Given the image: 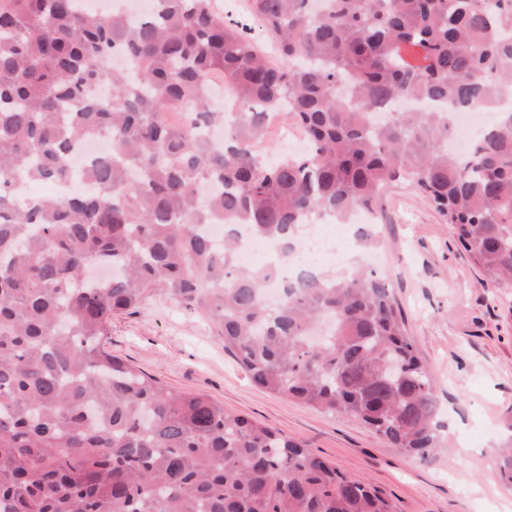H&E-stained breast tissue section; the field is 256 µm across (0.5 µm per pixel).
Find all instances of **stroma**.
I'll return each instance as SVG.
<instances>
[{
  "label": "stroma",
  "instance_id": "stroma-1",
  "mask_svg": "<svg viewBox=\"0 0 512 512\" xmlns=\"http://www.w3.org/2000/svg\"><path fill=\"white\" fill-rule=\"evenodd\" d=\"M379 269L435 378L445 446L429 464L359 420L318 412L253 384L207 317L163 297L112 320L108 346L167 388L205 393L225 410L305 442L398 512H512L494 450L512 422V290L488 287L431 202L400 184L383 198Z\"/></svg>",
  "mask_w": 512,
  "mask_h": 512
}]
</instances>
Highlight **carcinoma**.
<instances>
[{
  "instance_id": "1",
  "label": "carcinoma",
  "mask_w": 512,
  "mask_h": 512,
  "mask_svg": "<svg viewBox=\"0 0 512 512\" xmlns=\"http://www.w3.org/2000/svg\"><path fill=\"white\" fill-rule=\"evenodd\" d=\"M116 53L127 68L110 71ZM218 84L236 109L220 146L206 136L225 123ZM506 98L512 0H251L239 19L211 0H156L137 23L78 0H0V512H396L304 442L163 386L105 342L114 315L165 295L207 315L256 384L434 460V376L385 277L302 269L270 308L274 270L236 252L245 230L286 258L308 217L375 215L406 183L511 290L512 111L468 154L447 146L449 112ZM404 101L429 108L374 120ZM171 108L183 123L157 120ZM280 109L309 148L268 163L254 145ZM93 137L110 152L86 162L92 191L19 194L64 176ZM217 219L222 247L204 230ZM377 235L355 225L362 250ZM91 263L116 273L94 285ZM498 465L512 484V441Z\"/></svg>"
}]
</instances>
